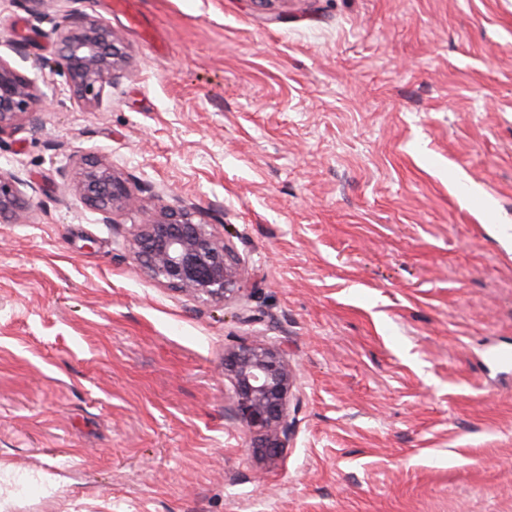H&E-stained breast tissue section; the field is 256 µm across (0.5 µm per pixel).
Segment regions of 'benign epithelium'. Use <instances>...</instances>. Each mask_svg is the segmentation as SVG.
I'll list each match as a JSON object with an SVG mask.
<instances>
[{
	"instance_id": "obj_1",
	"label": "benign epithelium",
	"mask_w": 512,
	"mask_h": 512,
	"mask_svg": "<svg viewBox=\"0 0 512 512\" xmlns=\"http://www.w3.org/2000/svg\"><path fill=\"white\" fill-rule=\"evenodd\" d=\"M60 58L74 95L96 103L119 77L125 52L116 43L109 21L98 17L66 29ZM37 103L33 82L0 57V135L16 129L23 120L37 125ZM21 185L17 175L0 171V215L19 207ZM77 189L107 223L133 202L127 180L97 161L84 163ZM133 238L136 260L153 280L206 301L244 299L241 258L214 234L197 207L163 205L137 225ZM224 374L233 382L237 421L262 437L257 451L275 454L291 432L288 349L275 342L241 345L224 353Z\"/></svg>"
}]
</instances>
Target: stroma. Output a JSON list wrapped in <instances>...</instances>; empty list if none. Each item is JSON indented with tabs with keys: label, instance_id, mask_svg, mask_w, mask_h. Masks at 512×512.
Listing matches in <instances>:
<instances>
[{
	"label": "stroma",
	"instance_id": "35a3bbf8",
	"mask_svg": "<svg viewBox=\"0 0 512 512\" xmlns=\"http://www.w3.org/2000/svg\"><path fill=\"white\" fill-rule=\"evenodd\" d=\"M0 0L37 129L0 135V512H512V0ZM127 58L98 103L65 16ZM131 178L105 223L80 159ZM196 204L243 303L130 244ZM283 342L292 431L231 415L224 353ZM60 58L70 87L85 103H96L119 77L125 52L102 17L67 28L61 38ZM23 181L14 173L0 170V216L11 212L21 204Z\"/></svg>",
	"mask_w": 512,
	"mask_h": 512
}]
</instances>
